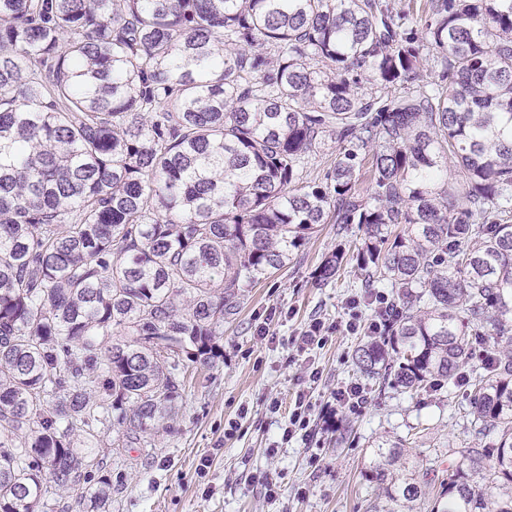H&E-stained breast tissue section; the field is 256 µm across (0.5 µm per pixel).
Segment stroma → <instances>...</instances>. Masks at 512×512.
<instances>
[{
	"label": "stroma",
	"mask_w": 512,
	"mask_h": 512,
	"mask_svg": "<svg viewBox=\"0 0 512 512\" xmlns=\"http://www.w3.org/2000/svg\"><path fill=\"white\" fill-rule=\"evenodd\" d=\"M363 236L355 224L343 236L321 225L285 267L249 289L217 339L221 357L189 364L177 413L150 447L122 448L115 433L101 435L112 482L106 512H368L374 495L364 471L382 440L404 444L411 459L435 460L427 492L436 500L449 445L474 443L467 396L458 388L413 397L375 391L353 362L366 332L346 329L350 303L365 318L375 315L353 265L332 286L311 285L325 255ZM314 319L337 330L324 345L300 350L297 338ZM314 368L321 377L313 383ZM350 383L363 387V408L326 413L329 392ZM301 390L313 403L310 434L285 443ZM269 483L276 497L267 496Z\"/></svg>",
	"instance_id": "35a3bbf8"
}]
</instances>
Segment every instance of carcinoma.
Segmentation results:
<instances>
[{"label":"carcinoma","instance_id":"cac0c4a2","mask_svg":"<svg viewBox=\"0 0 512 512\" xmlns=\"http://www.w3.org/2000/svg\"><path fill=\"white\" fill-rule=\"evenodd\" d=\"M322 224L364 238L313 287L391 285L359 371L465 382L495 438L430 512H512V0H0V512L168 427L183 359ZM432 472L377 445L370 512H424ZM333 146V143L328 142L326 145H322V147L318 149L316 156L313 155L307 166V173L310 175V178L317 177L319 179L323 177L324 173L335 158L336 153Z\"/></svg>","mask_w":512,"mask_h":512}]
</instances>
